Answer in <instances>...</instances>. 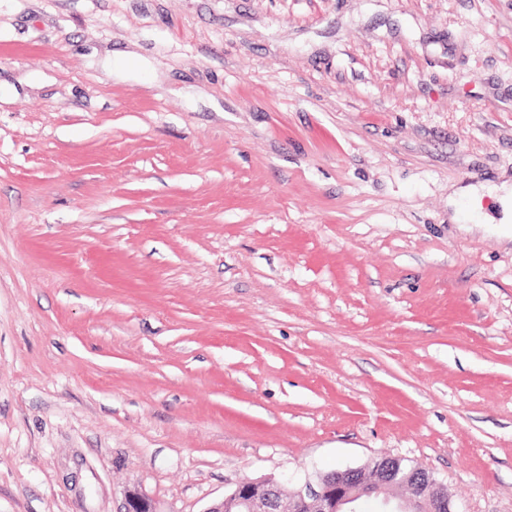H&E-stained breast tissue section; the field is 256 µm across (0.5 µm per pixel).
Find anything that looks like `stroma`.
<instances>
[{
  "mask_svg": "<svg viewBox=\"0 0 512 512\" xmlns=\"http://www.w3.org/2000/svg\"><path fill=\"white\" fill-rule=\"evenodd\" d=\"M512 0H0V512H205L395 456L512 512ZM455 196L449 200V206L453 208L451 221L457 224H482L485 219L484 214H479L475 209L464 215L459 206V200L467 198L470 203L483 197L484 195L495 196L496 200L501 202L506 212L505 222H510V205L512 206V184L509 181H504L500 184L488 183L480 184L479 186L470 185L468 187L460 188L458 192H454Z\"/></svg>",
  "mask_w": 512,
  "mask_h": 512,
  "instance_id": "1",
  "label": "stroma"
}]
</instances>
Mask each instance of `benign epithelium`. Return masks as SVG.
Instances as JSON below:
<instances>
[{
    "instance_id": "1",
    "label": "benign epithelium",
    "mask_w": 512,
    "mask_h": 512,
    "mask_svg": "<svg viewBox=\"0 0 512 512\" xmlns=\"http://www.w3.org/2000/svg\"><path fill=\"white\" fill-rule=\"evenodd\" d=\"M375 499L382 512H414L422 499L428 512H458L445 485L421 467L407 468L384 456L374 474L348 466L308 481L291 494L278 482L243 479L230 494L205 512H355L361 497ZM120 512H159L145 494L129 491Z\"/></svg>"
}]
</instances>
